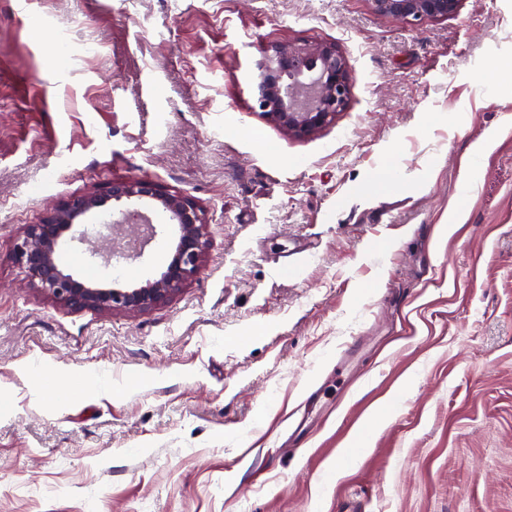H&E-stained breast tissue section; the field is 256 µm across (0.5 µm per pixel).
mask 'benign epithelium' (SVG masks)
I'll use <instances>...</instances> for the list:
<instances>
[{
    "mask_svg": "<svg viewBox=\"0 0 512 512\" xmlns=\"http://www.w3.org/2000/svg\"><path fill=\"white\" fill-rule=\"evenodd\" d=\"M460 0H372L374 10L410 26L457 12ZM254 108L270 123L297 138H308L332 123L347 108L350 83L345 57L327 42L274 45L256 63ZM125 202L124 216L143 201L161 207L179 229L178 242L160 277L139 288H101L64 273L58 264L60 240L73 232L83 244L112 237L86 218L108 202ZM207 221L193 198L162 187L150 177L109 181L82 196L52 205L36 224H26L12 253L26 273L27 284L72 309L139 312L166 301L201 272L208 247Z\"/></svg>",
    "mask_w": 512,
    "mask_h": 512,
    "instance_id": "7a95c632",
    "label": "benign epithelium"
}]
</instances>
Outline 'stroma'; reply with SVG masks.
<instances>
[{"label":"stroma","instance_id":"35a3bbf8","mask_svg":"<svg viewBox=\"0 0 512 512\" xmlns=\"http://www.w3.org/2000/svg\"><path fill=\"white\" fill-rule=\"evenodd\" d=\"M316 41L343 53L349 104L297 139L250 82L265 47ZM505 58L512 0L417 27L371 0H0V512H512ZM387 165L398 187L368 194ZM136 176L203 209L199 277L135 314L29 287L23 225ZM143 211L156 236L125 276L70 241L61 269L155 279L178 229ZM30 364L110 385L39 404Z\"/></svg>","mask_w":512,"mask_h":512}]
</instances>
